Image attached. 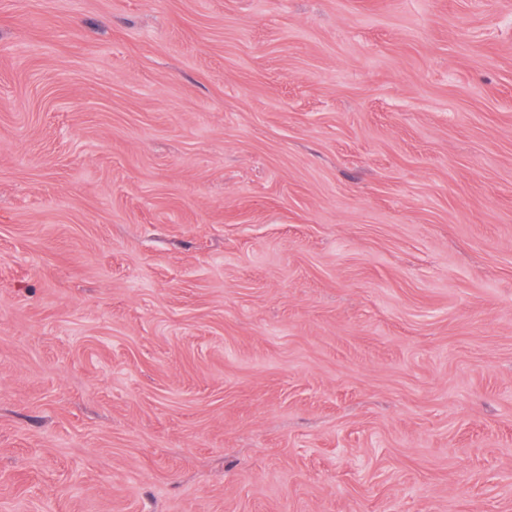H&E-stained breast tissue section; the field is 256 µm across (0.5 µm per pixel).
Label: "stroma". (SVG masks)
<instances>
[{
    "label": "stroma",
    "instance_id": "1",
    "mask_svg": "<svg viewBox=\"0 0 512 512\" xmlns=\"http://www.w3.org/2000/svg\"><path fill=\"white\" fill-rule=\"evenodd\" d=\"M0 512H512V0H0Z\"/></svg>",
    "mask_w": 512,
    "mask_h": 512
}]
</instances>
